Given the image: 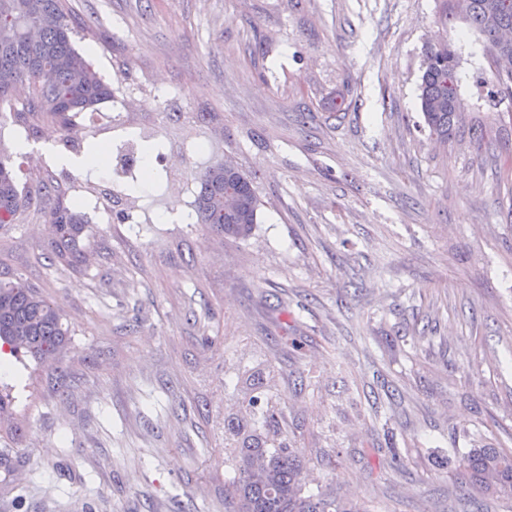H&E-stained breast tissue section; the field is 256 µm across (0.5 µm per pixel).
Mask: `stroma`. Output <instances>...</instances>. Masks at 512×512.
Returning a JSON list of instances; mask_svg holds the SVG:
<instances>
[{
	"label": "stroma",
	"instance_id": "stroma-1",
	"mask_svg": "<svg viewBox=\"0 0 512 512\" xmlns=\"http://www.w3.org/2000/svg\"><path fill=\"white\" fill-rule=\"evenodd\" d=\"M76 48L153 96L139 126L167 143L140 213L214 158L256 175L243 241L199 224H92L83 273L42 257L34 200L0 231L70 330L47 370L10 358L0 512H224L235 371L264 363L300 434L305 489L371 512H512L465 486L475 445L512 452V95L484 101L488 44L440 0H67ZM456 45L465 125L440 146L418 100L425 44ZM265 44L278 61L254 51ZM184 112L224 138L186 148ZM296 337L299 352L279 348ZM176 117V123L179 120H191L210 130L211 132H220L224 136V118L217 112H173Z\"/></svg>",
	"mask_w": 512,
	"mask_h": 512
}]
</instances>
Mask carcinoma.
Here are the masks:
<instances>
[{
	"mask_svg": "<svg viewBox=\"0 0 512 512\" xmlns=\"http://www.w3.org/2000/svg\"><path fill=\"white\" fill-rule=\"evenodd\" d=\"M465 18L496 46L497 29H512V0H465ZM76 28L65 0H0V107L13 100L19 83L31 88L22 109L11 113L27 136L37 135L39 124L56 125L63 143L83 152L90 163L99 153L91 129L76 117L115 97L122 82H105L91 59L74 45ZM458 57L448 42L423 50L419 84L420 109L437 143L461 130L453 102L459 81L448 84L457 71ZM176 120H190L208 130L224 132L218 112H176ZM200 190L194 202L196 223L226 238L246 239L257 224L259 198L252 172L220 158L193 175ZM42 197H54L45 213L51 226L46 258L72 271L88 267L85 243L89 220L79 208L84 198H65L51 175L37 187ZM32 201L20 189L11 156L0 151V229L21 223ZM68 330L60 310L21 277L0 280V344L11 355L28 354L50 366L66 344ZM249 397L242 408L224 416V448L234 471L224 483V512H369L364 503L331 491L305 494V470L297 439L288 433L286 414L267 384L266 373L248 369L238 375ZM463 473L469 485L512 499V453L488 445L469 450Z\"/></svg>",
	"mask_w": 512,
	"mask_h": 512,
	"instance_id": "obj_1",
	"label": "carcinoma"
}]
</instances>
